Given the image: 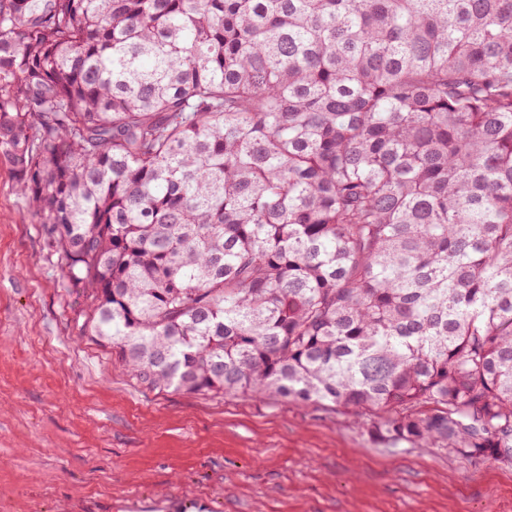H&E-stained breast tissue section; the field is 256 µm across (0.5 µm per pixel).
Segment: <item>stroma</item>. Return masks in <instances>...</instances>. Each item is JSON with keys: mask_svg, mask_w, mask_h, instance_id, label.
<instances>
[{"mask_svg": "<svg viewBox=\"0 0 512 512\" xmlns=\"http://www.w3.org/2000/svg\"><path fill=\"white\" fill-rule=\"evenodd\" d=\"M16 183L0 158V512H512V462L390 447L378 412L140 385Z\"/></svg>", "mask_w": 512, "mask_h": 512, "instance_id": "stroma-1", "label": "stroma"}]
</instances>
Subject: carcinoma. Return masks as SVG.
<instances>
[{
  "instance_id": "cac0c4a2",
  "label": "carcinoma",
  "mask_w": 512,
  "mask_h": 512,
  "mask_svg": "<svg viewBox=\"0 0 512 512\" xmlns=\"http://www.w3.org/2000/svg\"><path fill=\"white\" fill-rule=\"evenodd\" d=\"M0 157L140 384L512 461V0H0Z\"/></svg>"
}]
</instances>
